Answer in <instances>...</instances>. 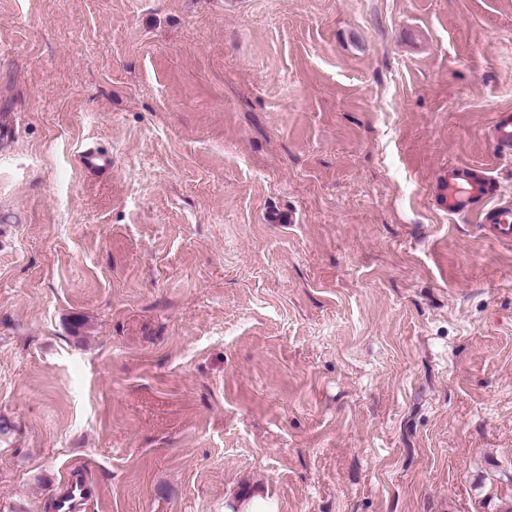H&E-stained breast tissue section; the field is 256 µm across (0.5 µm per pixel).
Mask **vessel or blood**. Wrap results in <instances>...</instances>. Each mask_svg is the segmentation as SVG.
Masks as SVG:
<instances>
[{
	"label": "vessel or blood",
	"instance_id": "b4317fda",
	"mask_svg": "<svg viewBox=\"0 0 512 512\" xmlns=\"http://www.w3.org/2000/svg\"><path fill=\"white\" fill-rule=\"evenodd\" d=\"M489 137L501 155L512 156V113H495ZM442 201L449 214L476 216L480 227L497 238H512V203L502 200L498 183L484 168L468 164L449 165L443 180ZM86 477L82 470H73L61 485L56 512H72V503L83 495Z\"/></svg>",
	"mask_w": 512,
	"mask_h": 512
}]
</instances>
